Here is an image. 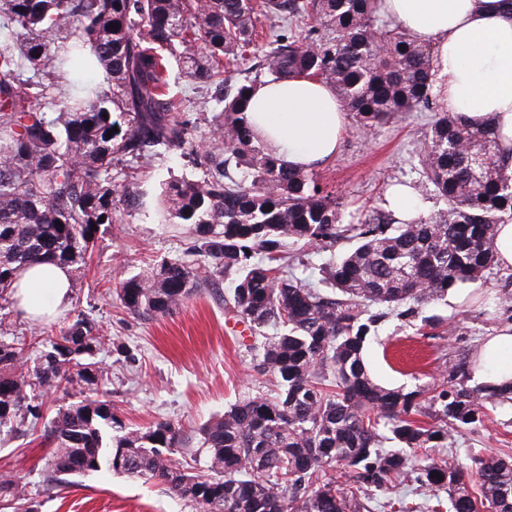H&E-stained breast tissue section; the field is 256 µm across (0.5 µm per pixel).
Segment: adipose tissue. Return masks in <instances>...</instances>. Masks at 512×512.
Wrapping results in <instances>:
<instances>
[{"mask_svg": "<svg viewBox=\"0 0 512 512\" xmlns=\"http://www.w3.org/2000/svg\"><path fill=\"white\" fill-rule=\"evenodd\" d=\"M383 13L438 50L435 74L445 107L472 122L494 118L512 146V0H381ZM247 119L282 163L310 170L335 157L346 134V112L334 91L309 78L266 81L252 93ZM67 267L21 271L15 296L33 319L71 303ZM474 374L481 384L512 382V332L488 337Z\"/></svg>", "mask_w": 512, "mask_h": 512, "instance_id": "obj_1", "label": "adipose tissue"}]
</instances>
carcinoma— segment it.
Here are the masks:
<instances>
[{"label":"carcinoma","mask_w":512,"mask_h":512,"mask_svg":"<svg viewBox=\"0 0 512 512\" xmlns=\"http://www.w3.org/2000/svg\"><path fill=\"white\" fill-rule=\"evenodd\" d=\"M260 16L309 25L302 38L260 39ZM1 29L0 299L30 265L85 261L98 240L91 225L119 224L138 206L127 168L178 150L200 173L170 178L159 197L164 223L189 227L193 244L120 282L117 297L151 318L227 279L225 308L257 332L275 330L257 363L275 394L234 403L196 439L166 421L130 427L97 398L104 338L85 315L56 336L0 339V432L44 421L48 489L58 495L108 469L156 481L199 512H352L362 489L410 481L446 492L449 512H512V461L475 460L470 486L463 471L411 455L452 447L512 390L469 387L460 361L448 383L404 392L376 383L365 363L386 315L413 317L484 281L498 225L512 222V150L492 119L437 109L433 44L384 19L378 0H0ZM247 54L256 75L227 83L224 58ZM81 69L100 79L62 98L60 85ZM299 76L329 84L359 132L433 113L417 162L421 188L441 205L407 222L384 211L340 223L336 196L280 163L246 118L262 79ZM183 79L215 86L206 129L174 97ZM342 240L355 245L320 268L322 288L284 265L290 244L319 251ZM75 385L79 394L45 419V397ZM0 505L37 512L9 475Z\"/></svg>","instance_id":"1"}]
</instances>
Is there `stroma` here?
Wrapping results in <instances>:
<instances>
[{"instance_id": "obj_1", "label": "stroma", "mask_w": 512, "mask_h": 512, "mask_svg": "<svg viewBox=\"0 0 512 512\" xmlns=\"http://www.w3.org/2000/svg\"><path fill=\"white\" fill-rule=\"evenodd\" d=\"M431 120V113L414 112L366 133L349 131L336 156L317 168L319 184L343 204V223H361L385 208L393 185L420 182L415 150ZM185 171L183 163L158 159L136 170L141 204L123 223L100 228L92 256L70 266L68 310L40 325L13 303L0 329L26 337L41 328L53 336L77 314L90 316L106 340L99 358L107 397L119 417L130 426L165 419L190 434L245 396L273 394L274 383L253 366L254 337L236 332L214 294L193 296L152 319L130 314L116 296L121 280L190 246L188 230L160 223L158 214L161 184ZM465 293L466 300L446 299L410 321L385 320L366 348L375 381L408 390L436 386L460 359L477 360L485 337L512 325V269L494 266L485 283ZM45 451L35 435L0 438V474L21 478L40 502L39 512H196L163 485L108 470L55 497L40 483ZM488 455L512 456V402L495 405L483 427L456 436L451 451H440L435 459L469 471L475 459Z\"/></svg>"}]
</instances>
